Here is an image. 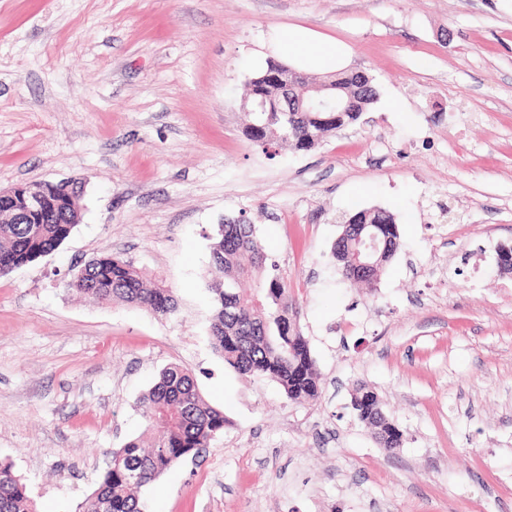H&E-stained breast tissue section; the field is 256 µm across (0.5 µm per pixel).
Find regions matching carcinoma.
Masks as SVG:
<instances>
[{"label": "carcinoma", "mask_w": 512, "mask_h": 512, "mask_svg": "<svg viewBox=\"0 0 512 512\" xmlns=\"http://www.w3.org/2000/svg\"><path fill=\"white\" fill-rule=\"evenodd\" d=\"M275 71L284 76L292 68L270 62L250 81L264 85L274 98L277 84L265 79ZM323 83L354 98L349 112H243L246 133L260 147L279 142L298 151H308L349 125L356 123L374 103L377 90L361 72L328 75ZM10 208L0 207V276H5L56 250L71 234L81 216L78 202L64 210L50 211L32 224L10 223ZM376 235L383 251L375 268L354 264L361 248V229ZM210 263L224 273L212 281L213 309L209 324L212 346L224 362L242 375L269 377L292 401H314L320 396V373L309 343L297 322L296 303L290 296L288 279L278 273L256 234L245 219L227 220L211 237ZM400 235L393 215L381 209H363L342 225L332 247L337 271L344 282L375 287L383 265L399 250ZM243 281L256 283L251 292L241 290ZM69 291L91 297L101 304L122 301L145 305L156 316L177 311L172 287L148 286L130 262L104 254L84 267L71 269L66 280ZM352 406L359 419L375 429L377 442L395 448L402 442L400 429L381 410L377 394L357 385ZM145 430L112 451L99 476L97 487L78 512H142L139 489L154 482L173 464L196 458L224 432V412L202 398L192 372L177 363L163 368L157 382L142 399ZM0 512H36L25 485L12 467L0 464Z\"/></svg>", "instance_id": "cac0c4a2"}]
</instances>
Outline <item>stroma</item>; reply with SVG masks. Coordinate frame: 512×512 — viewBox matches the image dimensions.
I'll list each match as a JSON object with an SVG mask.
<instances>
[{"label": "stroma", "instance_id": "1", "mask_svg": "<svg viewBox=\"0 0 512 512\" xmlns=\"http://www.w3.org/2000/svg\"><path fill=\"white\" fill-rule=\"evenodd\" d=\"M287 26L344 42L377 99L267 155L240 104ZM33 181L82 188L69 238L0 278V463L38 512L87 501L171 363L226 424L141 489L144 512H512V0H0V188ZM366 208L401 235L373 288L331 258ZM239 217L291 281L316 402L211 346L210 237ZM105 252L177 312L68 291ZM359 383L396 455L353 410ZM352 401L359 419L375 429L376 440L383 448H388L389 451L400 448L402 433L394 423L379 415L382 409L377 394L365 385L359 384L353 390ZM398 443H401L399 447Z\"/></svg>", "mask_w": 512, "mask_h": 512}]
</instances>
